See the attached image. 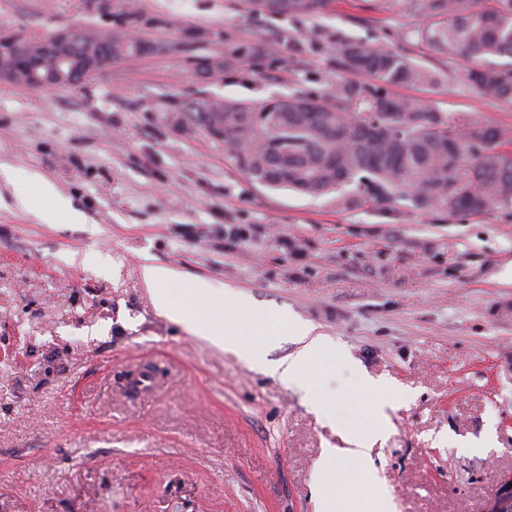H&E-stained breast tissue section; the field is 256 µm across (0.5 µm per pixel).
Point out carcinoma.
<instances>
[{"label":"carcinoma","mask_w":512,"mask_h":512,"mask_svg":"<svg viewBox=\"0 0 512 512\" xmlns=\"http://www.w3.org/2000/svg\"><path fill=\"white\" fill-rule=\"evenodd\" d=\"M250 12L318 18L333 0H245ZM422 43L469 61L461 80L479 97L512 105V0H415ZM123 59L135 39L86 32ZM506 59L493 63L490 58ZM336 68L363 73L321 94L259 104L211 102L193 119L230 145L238 167L270 190L336 195V206L409 201L419 209L480 214L512 208V135L479 121L456 127L442 113L391 87H435L439 71L385 46L344 42Z\"/></svg>","instance_id":"1"}]
</instances>
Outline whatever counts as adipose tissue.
<instances>
[{"label": "adipose tissue", "mask_w": 512, "mask_h": 512, "mask_svg": "<svg viewBox=\"0 0 512 512\" xmlns=\"http://www.w3.org/2000/svg\"><path fill=\"white\" fill-rule=\"evenodd\" d=\"M142 276L148 287L175 286L181 309H172L167 296L156 299L158 308L170 318L184 324L192 335L207 339L215 347L238 353L254 362H264L269 334L266 330L268 316L253 308L246 300L236 299L232 306L224 304V288L205 279H187L177 272L152 263L142 266ZM242 323L247 333L240 336L226 332V321ZM296 350L275 363L273 373L290 383H301L311 366L329 354L337 352L338 344L317 334L313 325L297 323L292 327ZM344 447L328 448L323 452L322 497L326 504L320 512H336L335 505L343 501L349 489L347 475L357 466L363 465L367 451L373 442L371 434L353 429L343 434Z\"/></svg>", "instance_id": "obj_1"}]
</instances>
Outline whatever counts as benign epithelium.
<instances>
[{
	"mask_svg": "<svg viewBox=\"0 0 512 512\" xmlns=\"http://www.w3.org/2000/svg\"><path fill=\"white\" fill-rule=\"evenodd\" d=\"M79 35L68 29L56 32L40 42L44 56L54 62L51 71L45 73L40 65L28 64L29 82L40 88L53 87L74 78L84 79L110 67L117 61L112 54H75L71 52ZM28 59V41L21 38L0 40V82L16 84L20 63ZM512 508V474L501 478L498 491L485 506V512H509Z\"/></svg>",
	"mask_w": 512,
	"mask_h": 512,
	"instance_id": "1",
	"label": "benign epithelium"
}]
</instances>
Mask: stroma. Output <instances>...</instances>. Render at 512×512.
I'll list each match as a JSON object with an SVG mask.
<instances>
[{
    "label": "stroma",
    "instance_id": "35a3bbf8",
    "mask_svg": "<svg viewBox=\"0 0 512 512\" xmlns=\"http://www.w3.org/2000/svg\"><path fill=\"white\" fill-rule=\"evenodd\" d=\"M420 22L412 0H336L314 19L242 0H0V38L100 30L150 47L75 86L0 83V512H317L323 450L375 429L382 405L345 508L389 494L397 512H484L512 473V209L271 191L176 122L324 90L343 38L441 71L407 94L449 123L512 127V106L461 85L465 59L418 41ZM287 41L302 48L288 66ZM43 179L86 223L21 207ZM147 259L265 307L273 358L299 319L345 355L288 384L160 311ZM144 363L155 384L137 394Z\"/></svg>",
    "mask_w": 512,
    "mask_h": 512
}]
</instances>
